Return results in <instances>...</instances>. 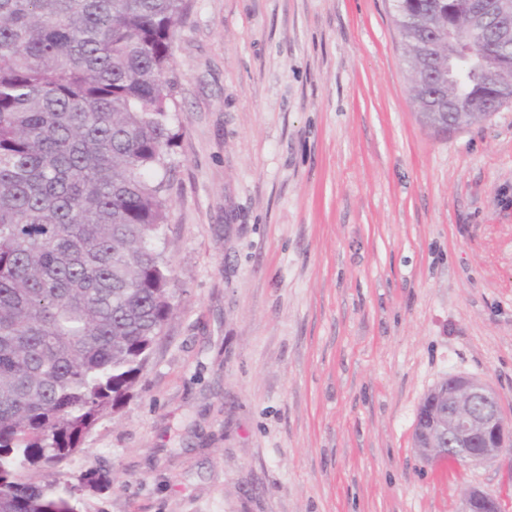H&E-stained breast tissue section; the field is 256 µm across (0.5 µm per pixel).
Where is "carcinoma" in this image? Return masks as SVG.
Listing matches in <instances>:
<instances>
[{"label":"carcinoma","mask_w":512,"mask_h":512,"mask_svg":"<svg viewBox=\"0 0 512 512\" xmlns=\"http://www.w3.org/2000/svg\"><path fill=\"white\" fill-rule=\"evenodd\" d=\"M189 0H0V512H79L30 467L78 452L174 313L167 223L172 44ZM467 0H397L421 112L487 95ZM460 43L448 81V41Z\"/></svg>","instance_id":"obj_1"}]
</instances>
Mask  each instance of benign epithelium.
Listing matches in <instances>:
<instances>
[{
	"mask_svg": "<svg viewBox=\"0 0 512 512\" xmlns=\"http://www.w3.org/2000/svg\"><path fill=\"white\" fill-rule=\"evenodd\" d=\"M470 28L490 34L503 46L512 43V0H473ZM428 414L415 422L413 445L435 460L451 456L480 464L503 454L512 456V421L503 415L499 397L487 382L451 375L426 394ZM458 512H499L497 499L478 487L468 488Z\"/></svg>",
	"mask_w": 512,
	"mask_h": 512,
	"instance_id": "1",
	"label": "benign epithelium"
}]
</instances>
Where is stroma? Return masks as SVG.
I'll list each match as a JSON object with an SVG mask.
<instances>
[{"label":"stroma","mask_w":512,"mask_h":512,"mask_svg":"<svg viewBox=\"0 0 512 512\" xmlns=\"http://www.w3.org/2000/svg\"><path fill=\"white\" fill-rule=\"evenodd\" d=\"M392 0H190L160 243L175 311L55 470L81 512H512V457L413 448L463 374L512 418V103L425 127ZM458 512H499V503L493 495L478 487H470L460 499Z\"/></svg>","instance_id":"35a3bbf8"}]
</instances>
